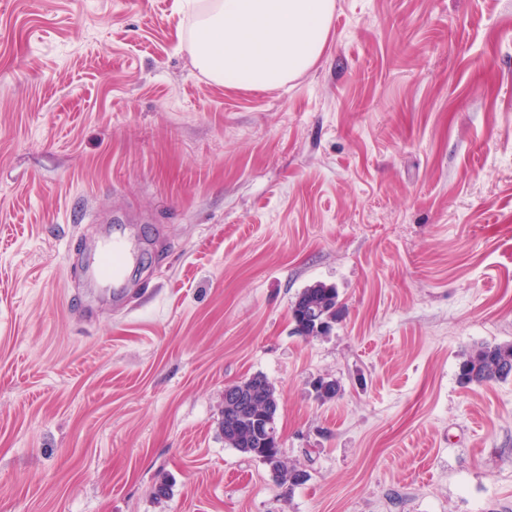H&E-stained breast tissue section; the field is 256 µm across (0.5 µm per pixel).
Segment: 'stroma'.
Returning <instances> with one entry per match:
<instances>
[{
	"instance_id": "obj_1",
	"label": "stroma",
	"mask_w": 512,
	"mask_h": 512,
	"mask_svg": "<svg viewBox=\"0 0 512 512\" xmlns=\"http://www.w3.org/2000/svg\"><path fill=\"white\" fill-rule=\"evenodd\" d=\"M182 2L0 0V512H512V381L457 379L512 342V0H336L266 91L193 67ZM106 234L121 308L64 258ZM257 374L291 491L224 443ZM316 303L323 307V314L336 322L339 314L338 308V291L334 286H328L324 283H316L309 288H305L295 300L292 306V320L294 322V333L304 338H316L318 333L322 336L326 335L332 327L326 319H323L318 308L310 306L306 310V320L314 327H300V322L297 321L298 316H304L305 309L310 305Z\"/></svg>"
}]
</instances>
